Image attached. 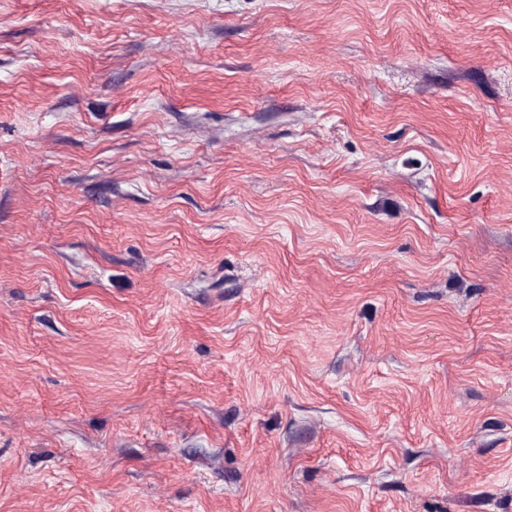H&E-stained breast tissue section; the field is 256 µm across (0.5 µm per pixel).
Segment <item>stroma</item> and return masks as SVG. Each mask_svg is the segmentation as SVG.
Listing matches in <instances>:
<instances>
[{"label": "stroma", "instance_id": "stroma-1", "mask_svg": "<svg viewBox=\"0 0 512 512\" xmlns=\"http://www.w3.org/2000/svg\"><path fill=\"white\" fill-rule=\"evenodd\" d=\"M0 512H512V0H0Z\"/></svg>", "mask_w": 512, "mask_h": 512}]
</instances>
